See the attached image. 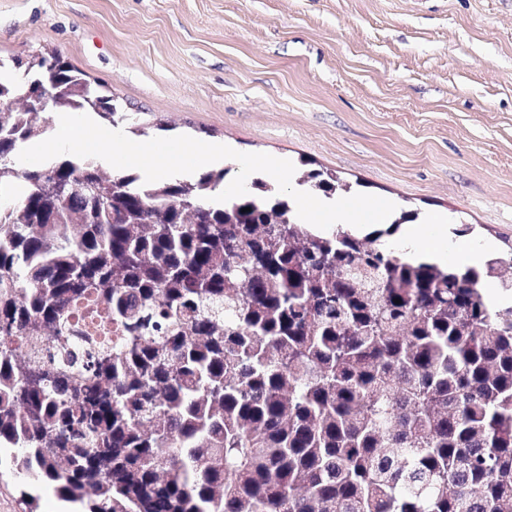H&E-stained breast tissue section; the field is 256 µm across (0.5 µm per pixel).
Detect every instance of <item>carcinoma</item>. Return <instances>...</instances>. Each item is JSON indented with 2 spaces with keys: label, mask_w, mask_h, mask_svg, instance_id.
Masks as SVG:
<instances>
[{
  "label": "carcinoma",
  "mask_w": 512,
  "mask_h": 512,
  "mask_svg": "<svg viewBox=\"0 0 512 512\" xmlns=\"http://www.w3.org/2000/svg\"><path fill=\"white\" fill-rule=\"evenodd\" d=\"M29 66L52 108L140 131L56 52L0 90ZM47 123L0 112V448L24 484L79 512H512V257L408 260L381 238L411 212L316 232L261 173L213 202L226 168L19 169ZM88 292L125 336L76 365L43 345Z\"/></svg>",
  "instance_id": "obj_1"
}]
</instances>
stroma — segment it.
<instances>
[{
    "label": "stroma",
    "mask_w": 512,
    "mask_h": 512,
    "mask_svg": "<svg viewBox=\"0 0 512 512\" xmlns=\"http://www.w3.org/2000/svg\"><path fill=\"white\" fill-rule=\"evenodd\" d=\"M54 51L174 134L326 168L512 251V0H0V62Z\"/></svg>",
    "instance_id": "obj_1"
}]
</instances>
